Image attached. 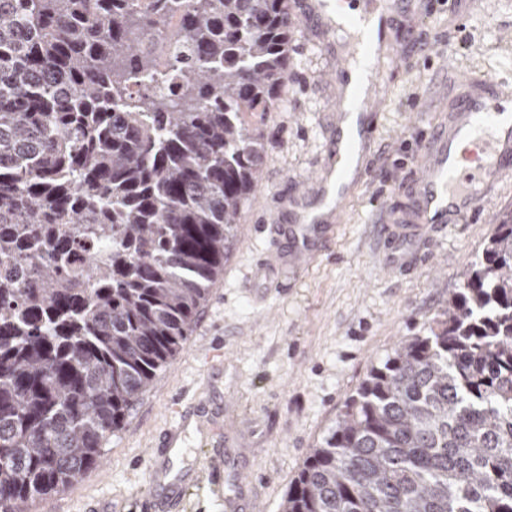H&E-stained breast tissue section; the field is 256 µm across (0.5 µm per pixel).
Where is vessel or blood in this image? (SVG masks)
<instances>
[{
    "mask_svg": "<svg viewBox=\"0 0 512 512\" xmlns=\"http://www.w3.org/2000/svg\"><path fill=\"white\" fill-rule=\"evenodd\" d=\"M360 18L377 17L371 39L383 42L392 22L390 0H359ZM361 52L359 41H351L342 60L331 68L337 99L345 101L350 79L348 61ZM366 94L355 117L336 115V127L325 162L314 170L303 189L284 196L283 202L296 215L292 257L299 270H306L335 242V227L346 215L347 200L355 188L373 175V159L381 150V129L385 115L378 101L388 88L379 63H371L361 81ZM512 175V76L488 73L469 77L446 121L433 125L419 146L417 172L403 182L411 201L405 210L389 212L379 223L384 245V267L393 271L409 266L417 243L440 225L457 224L472 216L493 197L506 176ZM176 426L163 433L157 448L151 449V481L168 482L184 498L187 481L172 462L177 456L186 428H194L203 444L198 470L214 492L222 487L221 467L205 450L207 444L223 437L222 427L197 418L182 405H175Z\"/></svg>",
    "mask_w": 512,
    "mask_h": 512,
    "instance_id": "b4317fda",
    "label": "vessel or blood"
}]
</instances>
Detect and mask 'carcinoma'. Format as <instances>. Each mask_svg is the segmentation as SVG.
I'll list each match as a JSON object with an SVG mask.
<instances>
[{
  "label": "carcinoma",
  "mask_w": 512,
  "mask_h": 512,
  "mask_svg": "<svg viewBox=\"0 0 512 512\" xmlns=\"http://www.w3.org/2000/svg\"><path fill=\"white\" fill-rule=\"evenodd\" d=\"M287 0H0V512L82 480L237 243ZM173 33L168 93L138 84ZM281 512H512V218L372 367Z\"/></svg>",
  "instance_id": "obj_1"
}]
</instances>
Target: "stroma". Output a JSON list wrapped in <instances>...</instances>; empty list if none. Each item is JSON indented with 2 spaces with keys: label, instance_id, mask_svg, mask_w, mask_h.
<instances>
[{
  "label": "stroma",
  "instance_id": "stroma-1",
  "mask_svg": "<svg viewBox=\"0 0 512 512\" xmlns=\"http://www.w3.org/2000/svg\"><path fill=\"white\" fill-rule=\"evenodd\" d=\"M384 49L411 54L409 69L388 77L392 91L382 108L386 155L374 179L355 189L331 253L300 272L259 274L272 251L289 252V235L272 236L259 218L279 212V200L320 165L336 120L337 92L327 71L329 52L351 38L298 27L289 46L286 92L268 113L271 142L260 183L244 206L238 243L211 287L183 349L158 371L125 425L104 446L99 466L31 512H141L149 482L148 450L174 423V402L221 414L224 436L210 447L232 475L250 478L243 491L255 512H280L292 478L311 448L327 434L346 399L372 366L397 344L427 327L460 287L496 224L512 216V180L482 207L476 221L448 225L419 250L415 270L384 273L374 222L385 208L404 205L401 184L417 165L431 121L460 94V81L476 71L512 73V0H399ZM431 45L413 53L414 41ZM280 214L292 224L293 216ZM223 345L224 364L206 362Z\"/></svg>",
  "mask_w": 512,
  "mask_h": 512
}]
</instances>
